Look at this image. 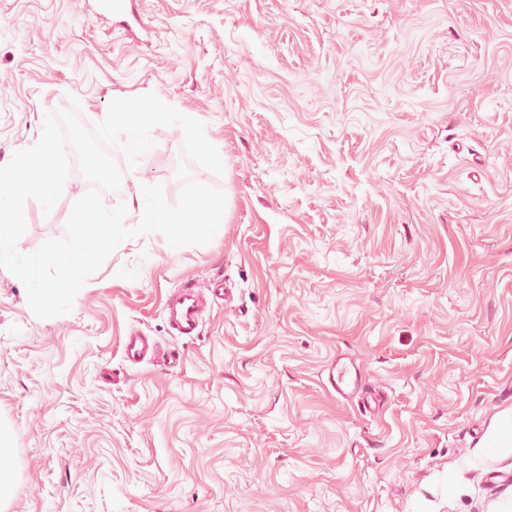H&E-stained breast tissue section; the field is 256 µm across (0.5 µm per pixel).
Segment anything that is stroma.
I'll use <instances>...</instances> for the list:
<instances>
[{
	"label": "stroma",
	"mask_w": 512,
	"mask_h": 512,
	"mask_svg": "<svg viewBox=\"0 0 512 512\" xmlns=\"http://www.w3.org/2000/svg\"><path fill=\"white\" fill-rule=\"evenodd\" d=\"M0 0V165L46 113L155 93L205 125L226 222L122 242L71 312L0 268V512H512V0ZM123 171L176 202L180 127ZM86 180L25 204L30 254ZM223 287L198 335L163 312ZM139 330L175 359L132 363ZM364 389L337 400V354ZM512 446V413L506 410L500 419L498 427L487 440L489 448H509Z\"/></svg>",
	"instance_id": "obj_1"
}]
</instances>
